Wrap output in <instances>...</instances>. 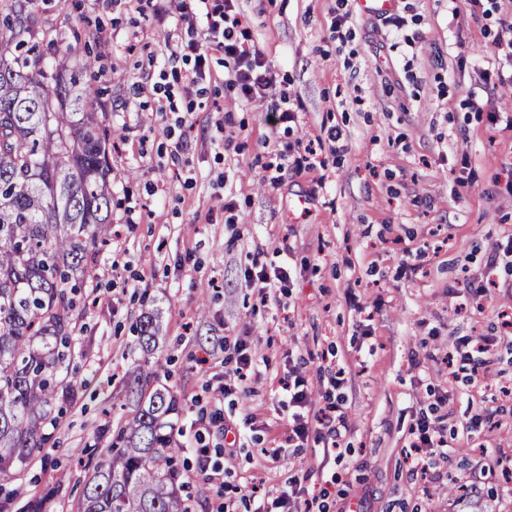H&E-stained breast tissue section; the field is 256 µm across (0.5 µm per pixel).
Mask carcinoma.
<instances>
[{
    "label": "carcinoma",
    "instance_id": "obj_1",
    "mask_svg": "<svg viewBox=\"0 0 512 512\" xmlns=\"http://www.w3.org/2000/svg\"><path fill=\"white\" fill-rule=\"evenodd\" d=\"M24 0L0 11V474L50 440L60 400L73 393L72 312L97 277L112 214V126L85 80L99 56L66 54L40 67L24 36ZM152 354V319L136 325ZM136 409L110 454L84 468L82 512H181L172 437L178 401L149 360L133 371Z\"/></svg>",
    "mask_w": 512,
    "mask_h": 512
}]
</instances>
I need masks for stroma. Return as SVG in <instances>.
<instances>
[{
  "mask_svg": "<svg viewBox=\"0 0 512 512\" xmlns=\"http://www.w3.org/2000/svg\"><path fill=\"white\" fill-rule=\"evenodd\" d=\"M27 10L54 36L38 45L46 61L70 45L98 48L112 70L98 106L112 127V237L75 316L76 397L52 445L0 475V489L26 500L59 483L48 512H81L83 460L103 458L135 410L127 386L144 355L133 328L148 313L160 382L178 400L190 512H216L221 482L273 492L296 473L328 490L326 512H512V333L499 318L512 309V266L482 284L496 243L512 235V130L486 111L512 115V87L486 80L506 66L495 39L512 0H401L399 29L359 15L354 0H241L277 73L275 96L301 101L289 133L273 102L237 104L220 79L193 111L159 112L151 89L167 32L146 0H29ZM342 10L343 41L332 28ZM179 124L189 139L177 163L167 131ZM333 128L339 141L327 137ZM298 139L314 168L283 155ZM406 248L422 252L418 272L404 269ZM254 263L291 277L262 296L244 278ZM242 335L268 366L224 397V340ZM461 336L496 337L483 377L449 373ZM292 361L316 402L342 372L341 458L281 447L288 406L274 377ZM443 387L454 394L440 404ZM483 406L493 427L467 436L463 424ZM433 409L455 437L424 480L409 473L405 437ZM216 413L230 426L255 418L232 451ZM204 445L223 473L196 471ZM276 446L274 463L265 451Z\"/></svg>",
  "mask_w": 512,
  "mask_h": 512,
  "instance_id": "obj_1",
  "label": "stroma"
}]
</instances>
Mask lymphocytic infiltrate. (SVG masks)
<instances>
[{"label": "lymphocytic infiltrate", "instance_id": "obj_1", "mask_svg": "<svg viewBox=\"0 0 512 512\" xmlns=\"http://www.w3.org/2000/svg\"><path fill=\"white\" fill-rule=\"evenodd\" d=\"M153 16L160 26L182 24L184 35L168 41V60L182 62L173 71L187 95L201 93L212 82L213 53L224 57V84L237 99L247 104L268 100L277 83V74L264 53L251 44L241 19L239 0H151ZM288 400L289 447L308 442L322 444L325 454H334L348 429L347 413L341 398L325 394L324 404L314 407L309 381L301 366L290 365L279 380ZM412 470L428 474L435 456L448 446V430L438 419L420 415L408 429ZM246 512H324L326 505L309 492L303 477L286 478L277 496L247 495Z\"/></svg>", "mask_w": 512, "mask_h": 512}]
</instances>
